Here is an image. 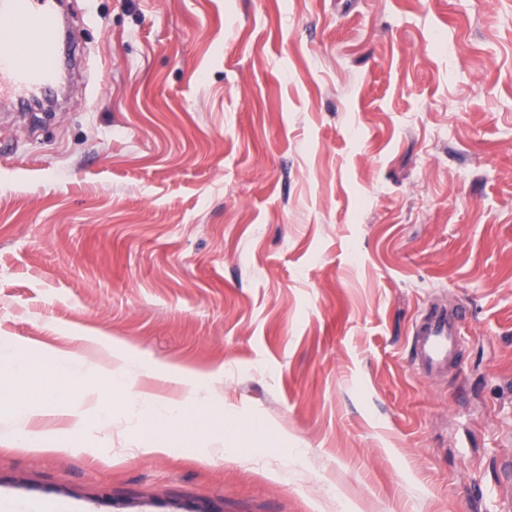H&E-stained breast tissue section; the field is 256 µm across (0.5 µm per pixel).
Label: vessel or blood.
Segmentation results:
<instances>
[{
	"label": "vessel or blood",
	"instance_id": "b4317fda",
	"mask_svg": "<svg viewBox=\"0 0 512 512\" xmlns=\"http://www.w3.org/2000/svg\"><path fill=\"white\" fill-rule=\"evenodd\" d=\"M64 25L57 0H0V104L46 100L62 79ZM466 317L457 309L432 307L414 322L412 343L421 372L453 364Z\"/></svg>",
	"mask_w": 512,
	"mask_h": 512
}]
</instances>
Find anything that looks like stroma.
Instances as JSON below:
<instances>
[{"label":"stroma","mask_w":512,"mask_h":512,"mask_svg":"<svg viewBox=\"0 0 512 512\" xmlns=\"http://www.w3.org/2000/svg\"><path fill=\"white\" fill-rule=\"evenodd\" d=\"M0 110V339L217 379L248 460L9 444L0 512H493L512 457V0H69ZM465 306L450 372L411 364ZM288 439L276 456L255 432ZM465 320L462 311L446 307H431L415 320L411 336L418 370L436 372L455 362Z\"/></svg>","instance_id":"stroma-1"}]
</instances>
